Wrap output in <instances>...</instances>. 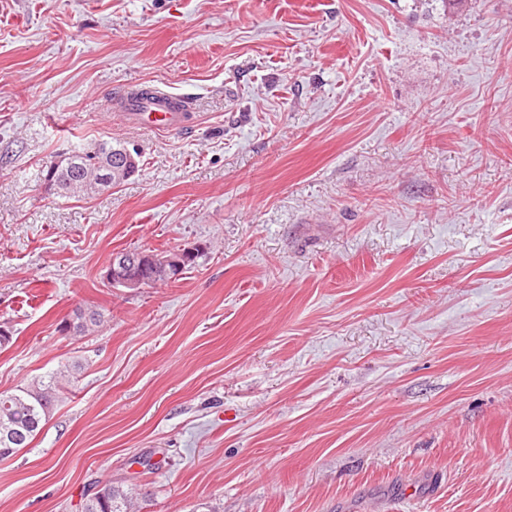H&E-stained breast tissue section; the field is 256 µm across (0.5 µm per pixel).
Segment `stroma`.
<instances>
[{"label": "stroma", "instance_id": "stroma-1", "mask_svg": "<svg viewBox=\"0 0 512 512\" xmlns=\"http://www.w3.org/2000/svg\"><path fill=\"white\" fill-rule=\"evenodd\" d=\"M0 328V392L74 373L0 512H512V0H0ZM149 95L151 99H143L136 91L125 96L126 116L134 124L151 131H164L179 126L189 110L183 97L165 89L154 88ZM127 145L122 142H112L111 140H102L95 143L92 147L74 150L68 157L64 158L60 163L51 165L45 175V179L64 194L70 192L72 184L81 182L88 183L90 178H98V171L104 160H108V153L117 154L114 151L125 149ZM130 151L126 149L121 155H117L112 159V166L107 162L103 165L106 170L103 171L105 181L99 179L97 189L99 191H109L112 189V180H116L125 174L122 159L127 157ZM120 253H127L135 257L140 256L143 252L135 250ZM120 253L113 254L112 259L110 260V263L112 262V264L107 267L104 274L105 280L107 282L112 281V283L120 281L126 288H138L140 286V279L133 272L134 265H130L125 259V256ZM82 509L83 512L135 511L128 494L110 480L105 482L92 495L86 497Z\"/></svg>", "mask_w": 512, "mask_h": 512}]
</instances>
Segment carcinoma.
Wrapping results in <instances>:
<instances>
[{
  "instance_id": "carcinoma-1",
  "label": "carcinoma",
  "mask_w": 512,
  "mask_h": 512,
  "mask_svg": "<svg viewBox=\"0 0 512 512\" xmlns=\"http://www.w3.org/2000/svg\"><path fill=\"white\" fill-rule=\"evenodd\" d=\"M124 148L126 144L122 142L102 140L89 148L75 150L60 163L50 166L45 179L68 194L72 185L98 177L108 154ZM138 272L147 287L172 279L164 269L155 268L147 261L139 263ZM59 391V376L52 372L31 385L0 393V449L11 448L16 453L27 447L40 432ZM82 509L83 512H134L131 498L110 480L86 497Z\"/></svg>"
}]
</instances>
